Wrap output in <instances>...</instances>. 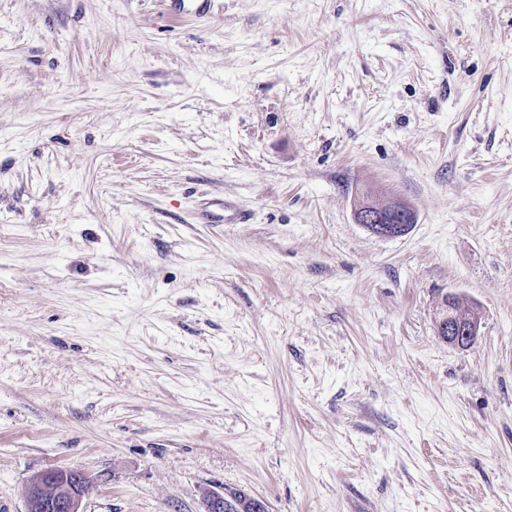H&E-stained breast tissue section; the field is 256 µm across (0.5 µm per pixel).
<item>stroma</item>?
Segmentation results:
<instances>
[{"instance_id": "35a3bbf8", "label": "stroma", "mask_w": 512, "mask_h": 512, "mask_svg": "<svg viewBox=\"0 0 512 512\" xmlns=\"http://www.w3.org/2000/svg\"><path fill=\"white\" fill-rule=\"evenodd\" d=\"M197 6L0 0V512H512V0ZM356 224L382 238L400 237L409 232L415 222L413 211L403 202L390 200L376 204L364 202L354 212ZM448 316L440 322L441 333L448 336V344L458 348H466L472 345L479 336V315L473 314L460 317L453 314L452 301H448ZM86 483V476L74 469L37 471L28 482L25 511L83 512L81 503Z\"/></svg>"}]
</instances>
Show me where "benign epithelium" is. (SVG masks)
I'll return each instance as SVG.
<instances>
[{
  "label": "benign epithelium",
  "instance_id": "obj_1",
  "mask_svg": "<svg viewBox=\"0 0 512 512\" xmlns=\"http://www.w3.org/2000/svg\"><path fill=\"white\" fill-rule=\"evenodd\" d=\"M355 222L375 236L400 237L415 222L413 211L403 202L390 200L376 204L364 202L354 212ZM448 344L458 348L472 345L479 336V315L460 317L448 308L440 322ZM86 476L74 469L46 468L34 473L28 482L26 512H82L81 503ZM234 503L225 495L213 493L207 499L206 512H233Z\"/></svg>",
  "mask_w": 512,
  "mask_h": 512
}]
</instances>
